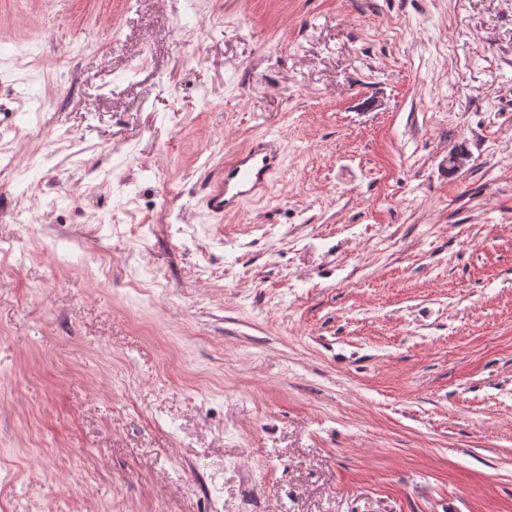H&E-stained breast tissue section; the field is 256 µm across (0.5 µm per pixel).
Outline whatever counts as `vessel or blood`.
<instances>
[{
    "label": "vessel or blood",
    "instance_id": "vessel-or-blood-1",
    "mask_svg": "<svg viewBox=\"0 0 512 512\" xmlns=\"http://www.w3.org/2000/svg\"><path fill=\"white\" fill-rule=\"evenodd\" d=\"M279 137L266 133L210 171L201 182L202 200L214 215L237 211L247 200L266 196L281 167Z\"/></svg>",
    "mask_w": 512,
    "mask_h": 512
}]
</instances>
